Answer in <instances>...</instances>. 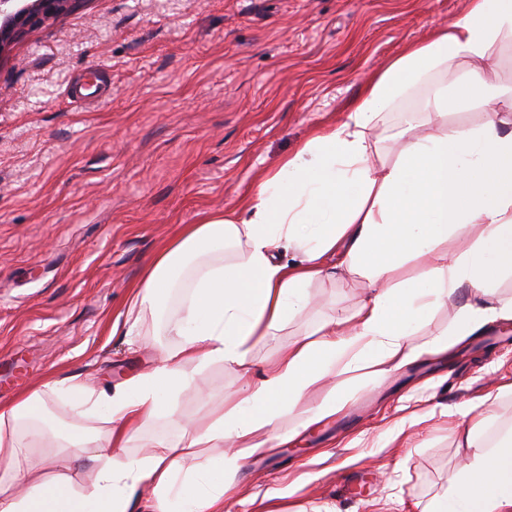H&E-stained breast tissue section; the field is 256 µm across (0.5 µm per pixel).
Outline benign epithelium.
Returning <instances> with one entry per match:
<instances>
[{
    "label": "benign epithelium",
    "instance_id": "benign-epithelium-1",
    "mask_svg": "<svg viewBox=\"0 0 512 512\" xmlns=\"http://www.w3.org/2000/svg\"><path fill=\"white\" fill-rule=\"evenodd\" d=\"M78 0H0V55L28 27L71 11Z\"/></svg>",
    "mask_w": 512,
    "mask_h": 512
}]
</instances>
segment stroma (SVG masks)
<instances>
[{"mask_svg": "<svg viewBox=\"0 0 512 512\" xmlns=\"http://www.w3.org/2000/svg\"><path fill=\"white\" fill-rule=\"evenodd\" d=\"M469 0H79L0 54V403L49 382L66 429L106 441L108 426L73 407L68 388L116 387L151 371L180 339L200 267L126 323L135 286L187 224L237 209L268 171L316 129L341 123L355 98L412 42L463 16ZM409 91L372 132L395 157ZM365 281L313 284V307L249 352L261 373L330 314L356 310ZM190 385L132 442L143 456L206 421L238 370L187 365ZM512 382V326L378 375L340 370L311 387L317 405L346 395L309 427L298 414L283 444L230 478L233 512H411L448 487L464 460L452 431L474 405L487 436L512 425V396L478 400Z\"/></svg>", "mask_w": 512, "mask_h": 512, "instance_id": "35a3bbf8", "label": "stroma"}]
</instances>
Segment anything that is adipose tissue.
<instances>
[{
  "mask_svg": "<svg viewBox=\"0 0 512 512\" xmlns=\"http://www.w3.org/2000/svg\"><path fill=\"white\" fill-rule=\"evenodd\" d=\"M507 37L512 0H470L462 17L391 59L344 121L319 130L265 173L240 212L185 225L146 270L134 304L170 292L190 258L232 251L239 260L200 271L183 317L172 324L182 342L151 372L113 391L76 387L81 403L104 411L108 448L63 433L39 391L0 404V512H134L146 486L159 492L156 512H169L173 496L185 512H224L223 479L183 467L195 449L239 442L222 459L223 470L238 471L279 441L281 417L297 412L312 424L335 410V400L307 407L303 398L336 365L383 374L422 350H446L448 338L512 323V300L498 295L512 277V122L501 114L512 110V87L500 85L489 66L493 48ZM451 67L463 70L461 80L433 81ZM425 82L423 120L407 119L395 159L375 162L372 131ZM477 100L487 109L481 124L449 126V108ZM283 247L293 253L286 263L278 256ZM411 260L421 264V275L400 277ZM347 279L368 284L354 314L318 323L315 339L297 340L271 370L246 371L250 349L309 306L313 283ZM445 303L455 310L447 339L415 345L417 328ZM187 362L241 368L243 385L209 421L185 420L178 440H158L146 456L125 454L136 434L166 413L167 396L189 385ZM28 425L60 451L51 478L27 477L29 446L19 430ZM454 442L468 463L425 512H512V428L491 441L477 426L463 425ZM82 463L95 470L91 485L70 476Z\"/></svg>",
  "mask_w": 512,
  "mask_h": 512,
  "instance_id": "1",
  "label": "adipose tissue"
}]
</instances>
